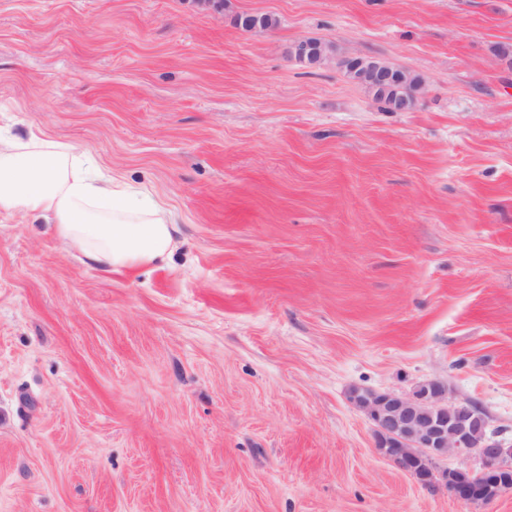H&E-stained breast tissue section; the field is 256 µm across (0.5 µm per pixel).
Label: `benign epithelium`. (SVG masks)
<instances>
[{
  "label": "benign epithelium",
  "mask_w": 512,
  "mask_h": 512,
  "mask_svg": "<svg viewBox=\"0 0 512 512\" xmlns=\"http://www.w3.org/2000/svg\"><path fill=\"white\" fill-rule=\"evenodd\" d=\"M295 49L300 60L311 65L329 56L328 47L312 39L298 41ZM345 62L356 79H367L378 86L390 82L395 74L400 85L408 77L400 69L365 56L347 57ZM352 400L371 422L379 452L423 485L439 482L465 506L483 504L512 488V446L488 439L481 410L472 403L448 402L443 383L429 381L410 396L357 389L352 392ZM473 453L481 466L470 473L485 480L487 490L482 495L463 497L456 489L452 471L435 475L433 460L447 455L464 459Z\"/></svg>",
  "instance_id": "obj_1"
}]
</instances>
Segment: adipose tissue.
<instances>
[{
	"label": "adipose tissue",
	"mask_w": 512,
	"mask_h": 512,
	"mask_svg": "<svg viewBox=\"0 0 512 512\" xmlns=\"http://www.w3.org/2000/svg\"><path fill=\"white\" fill-rule=\"evenodd\" d=\"M14 215L45 222L65 250L101 269L165 262L177 248L163 200L39 130L0 139V216Z\"/></svg>",
	"instance_id": "ef3b65f1"
}]
</instances>
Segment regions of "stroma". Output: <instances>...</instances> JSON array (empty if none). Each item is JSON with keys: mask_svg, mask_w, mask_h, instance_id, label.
Here are the masks:
<instances>
[{"mask_svg": "<svg viewBox=\"0 0 512 512\" xmlns=\"http://www.w3.org/2000/svg\"><path fill=\"white\" fill-rule=\"evenodd\" d=\"M501 47L512 0H0V135L79 147L178 228L104 271L0 218V512H512L398 470L351 400L439 381L512 443ZM300 60L311 65L321 63L329 56L328 47L312 39H303L295 44ZM344 62H347L350 72L356 79L363 82L367 79L378 86L386 85L390 82L395 73H399L398 77L400 79L394 87L403 84L409 76L405 71L393 69L385 65L387 63L383 61L365 56L346 57Z\"/></svg>", "mask_w": 512, "mask_h": 512, "instance_id": "obj_1", "label": "stroma"}]
</instances>
